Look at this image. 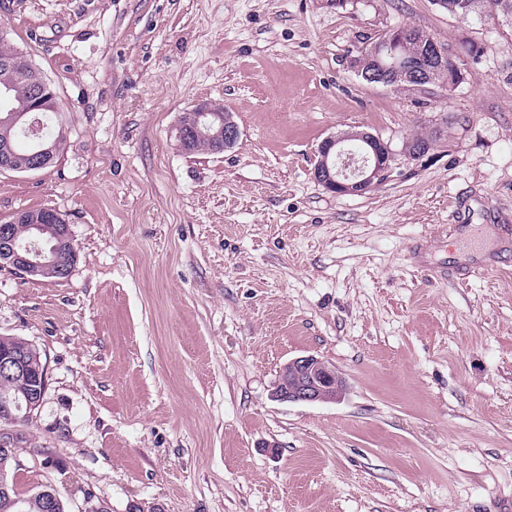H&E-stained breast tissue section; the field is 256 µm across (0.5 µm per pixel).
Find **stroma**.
I'll return each instance as SVG.
<instances>
[{
    "mask_svg": "<svg viewBox=\"0 0 512 512\" xmlns=\"http://www.w3.org/2000/svg\"><path fill=\"white\" fill-rule=\"evenodd\" d=\"M400 26L473 46L464 81L357 76ZM0 35L53 83L65 137L52 167L0 174V218L56 210L78 255L64 281L0 265V335L48 372L23 490L68 512H512V22L433 0H0ZM204 102L240 139L183 153ZM349 130L398 155L337 196L313 169ZM308 354L341 401L273 399Z\"/></svg>",
    "mask_w": 512,
    "mask_h": 512,
    "instance_id": "1",
    "label": "stroma"
}]
</instances>
